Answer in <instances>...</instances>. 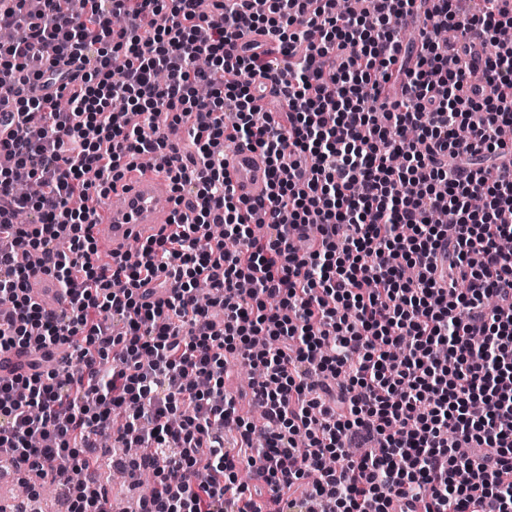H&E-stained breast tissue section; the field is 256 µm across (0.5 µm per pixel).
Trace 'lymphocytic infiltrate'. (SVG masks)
Wrapping results in <instances>:
<instances>
[{
	"mask_svg": "<svg viewBox=\"0 0 512 512\" xmlns=\"http://www.w3.org/2000/svg\"><path fill=\"white\" fill-rule=\"evenodd\" d=\"M199 2L0 9L26 33L0 42L17 113L0 139V348L32 351L0 379V457L28 479L81 467L72 512H107V429L152 450L128 462L157 478L139 512H512V13ZM408 15L426 20L410 62ZM249 33L268 41L236 50ZM270 84L286 108L259 124ZM229 142L262 153L263 197L236 195ZM145 153L194 221L135 263L99 256L87 199ZM22 177L40 193L19 195ZM39 274L67 308L32 301ZM231 357L267 377L261 422L224 387Z\"/></svg>",
	"mask_w": 512,
	"mask_h": 512,
	"instance_id": "1",
	"label": "lymphocytic infiltrate"
}]
</instances>
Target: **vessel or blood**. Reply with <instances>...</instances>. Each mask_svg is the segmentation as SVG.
Here are the masks:
<instances>
[{"instance_id": "1", "label": "vessel or blood", "mask_w": 512, "mask_h": 512, "mask_svg": "<svg viewBox=\"0 0 512 512\" xmlns=\"http://www.w3.org/2000/svg\"><path fill=\"white\" fill-rule=\"evenodd\" d=\"M229 170L232 184L239 195L255 198L266 187L267 170L259 152L238 148L231 154ZM173 197L171 183L164 172L152 169L145 174L126 177L115 182L112 190L94 198L91 206L100 219L95 233L101 236L113 255L121 256L130 244L139 243L159 234L172 214L192 219L186 204L168 208ZM30 294L39 303L52 309L64 308V298L44 275L31 279ZM30 357L26 350L9 348L0 351V378H10L26 372Z\"/></svg>"}]
</instances>
